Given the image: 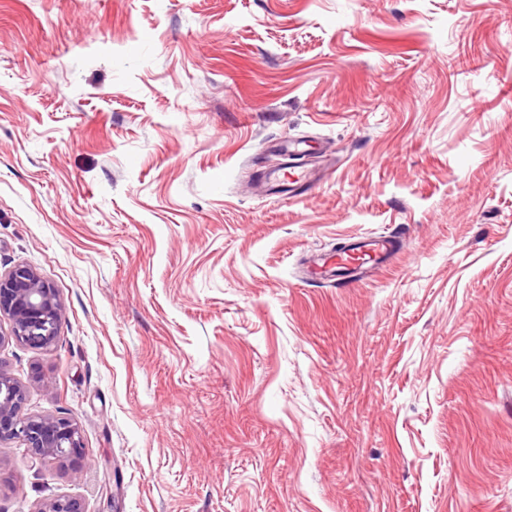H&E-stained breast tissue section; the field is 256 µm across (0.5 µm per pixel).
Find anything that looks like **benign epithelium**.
Returning a JSON list of instances; mask_svg holds the SVG:
<instances>
[{"instance_id":"benign-epithelium-1","label":"benign epithelium","mask_w":512,"mask_h":512,"mask_svg":"<svg viewBox=\"0 0 512 512\" xmlns=\"http://www.w3.org/2000/svg\"><path fill=\"white\" fill-rule=\"evenodd\" d=\"M10 322L9 335L0 333V345L11 338L32 349L50 351L57 344L62 306L54 290L27 265H17L0 275V318ZM28 386L0 367V443L15 441L30 458L52 469L82 457L83 440L78 424L65 416L30 415L25 412ZM35 512H85L82 502L56 497Z\"/></svg>"}]
</instances>
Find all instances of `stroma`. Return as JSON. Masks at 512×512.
<instances>
[{"label":"stroma","mask_w":512,"mask_h":512,"mask_svg":"<svg viewBox=\"0 0 512 512\" xmlns=\"http://www.w3.org/2000/svg\"><path fill=\"white\" fill-rule=\"evenodd\" d=\"M19 264L60 338L0 365L83 457L1 443L0 512H512V0H0ZM296 168L298 166H290L287 169H279L278 171L274 172L273 181L279 184L280 186H289L293 185L292 187H306L312 182V176L311 174L303 170L296 171ZM288 172V176L286 173ZM387 245L392 246V241L388 237L365 238V241L348 246L347 252L335 261V264L347 269L368 264L374 266L381 260Z\"/></svg>","instance_id":"35a3bbf8"}]
</instances>
